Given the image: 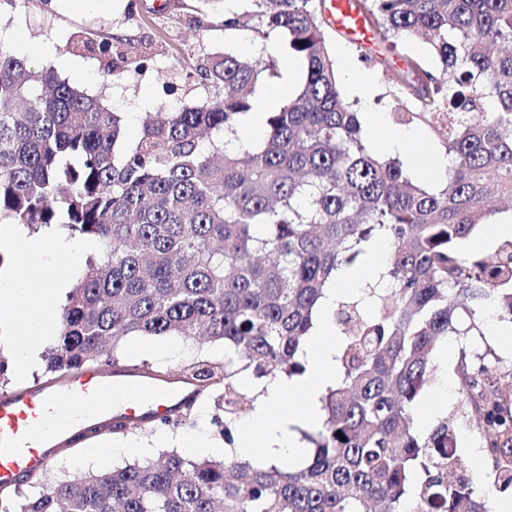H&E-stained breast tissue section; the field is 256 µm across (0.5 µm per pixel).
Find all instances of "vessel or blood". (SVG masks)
I'll use <instances>...</instances> for the list:
<instances>
[{
    "label": "vessel or blood",
    "mask_w": 512,
    "mask_h": 512,
    "mask_svg": "<svg viewBox=\"0 0 512 512\" xmlns=\"http://www.w3.org/2000/svg\"><path fill=\"white\" fill-rule=\"evenodd\" d=\"M334 26L357 46L370 47L371 33L353 0H330ZM188 389L177 381L124 369L85 368L69 376L65 396L41 388L0 395V485L10 486L26 473L45 468L77 436L76 426L58 420L56 406L68 401L89 424H111L113 413L127 423L170 416Z\"/></svg>",
    "instance_id": "1"
}]
</instances>
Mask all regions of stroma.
Here are the masks:
<instances>
[{"label": "stroma", "instance_id": "1", "mask_svg": "<svg viewBox=\"0 0 512 512\" xmlns=\"http://www.w3.org/2000/svg\"><path fill=\"white\" fill-rule=\"evenodd\" d=\"M126 0H98L94 7L73 8L71 0H26L25 5L0 7V39L8 42L16 55L39 67L53 68L58 76L92 95H102L113 111L123 113L128 140H135L142 129L146 113L159 109H176L197 103L208 95L204 88L186 91L177 64L178 52H191L199 57L229 51L239 59L255 62L268 51H275L281 64H293L295 72H302L301 61L292 60L284 49L281 36L274 35L267 42L256 40L251 31H228L223 26L224 5L213 0L210 6L211 26L205 31L189 29L185 23L187 9L181 0H143V10L134 16L125 10ZM135 36L136 52L149 56V66L142 73L128 72L115 83L103 80V73L111 62L100 54L96 45L115 35ZM327 42L336 60L339 89L344 98L361 112L363 118L383 113L386 127L398 134L414 135L420 145L415 155L405 157L406 167L412 168L431 160L434 153L443 151L440 138L418 123L402 119L403 106L393 95V86L381 68L363 59V52L346 37L328 32ZM365 65L373 77L368 96L356 94L350 86L348 63ZM158 340L154 337H127L117 344L120 367L138 369L165 379L183 378L184 366L194 360H219L224 356L222 342L211 339L185 341V354L178 359L161 361L152 350ZM442 347L452 349L450 359H435V380L426 388L417 415L426 417L428 425L438 419L455 416L461 402L460 342L455 337L442 340ZM449 377L448 398L439 410H432V399L440 385V377ZM223 412L214 400L200 404L192 413L190 424L179 428H162L150 423L122 430L105 432L102 443L110 445L133 441L142 446L143 458H152L163 451H181L183 442L198 431L214 440H221L218 423ZM458 451L465 468L478 487H486L492 471V459L485 448V437L475 422L461 425L457 432ZM125 455L105 454L103 458H89L84 444L70 446L58 453L48 465L41 481H23L26 497H36L45 485L60 479H73L90 472L109 471L124 466Z\"/></svg>", "mask_w": 512, "mask_h": 512}]
</instances>
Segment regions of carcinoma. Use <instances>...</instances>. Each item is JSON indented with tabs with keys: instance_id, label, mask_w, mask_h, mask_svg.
Instances as JSON below:
<instances>
[{
	"instance_id": "obj_1",
	"label": "carcinoma",
	"mask_w": 512,
	"mask_h": 512,
	"mask_svg": "<svg viewBox=\"0 0 512 512\" xmlns=\"http://www.w3.org/2000/svg\"><path fill=\"white\" fill-rule=\"evenodd\" d=\"M383 53L426 38L395 72L409 115L445 142L448 168L427 187L402 161L373 152L342 97L326 41L325 0H242L224 28L285 39L304 74L248 141L243 117L269 54L178 57L187 80L219 92L147 118L121 145L124 118L54 70L0 42V224L29 235L51 225L97 243L57 318L47 371L118 362L126 336L206 335L233 352L186 366L196 398H224V456L162 452L144 463L60 479L33 499L0 494V512H488L456 453L454 424L411 426L434 374L437 344L464 339L461 403L493 456V487H512V389L506 361L478 314L512 328V239L490 257L461 249L487 223L486 202L512 201V0H356ZM390 242L384 277L336 299V385L318 397L322 422L300 431V465L258 466L234 451L233 418L253 408L240 382L301 375L305 346L336 271ZM483 340L477 347L473 339Z\"/></svg>"
}]
</instances>
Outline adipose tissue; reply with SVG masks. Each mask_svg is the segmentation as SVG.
Returning a JSON list of instances; mask_svg holds the SVG:
<instances>
[{"label": "adipose tissue", "mask_w": 512, "mask_h": 512, "mask_svg": "<svg viewBox=\"0 0 512 512\" xmlns=\"http://www.w3.org/2000/svg\"><path fill=\"white\" fill-rule=\"evenodd\" d=\"M0 241L24 254L22 264L0 268V348L4 349L17 373L32 369L37 353L54 334L53 318L60 311V299L72 277L66 263L94 252L93 242L72 243L48 229L42 240L29 238L22 225L4 229ZM389 253L386 240H378L368 250L362 264L338 271L306 348L308 368L304 375L278 376L256 380L242 375V383L253 389L255 407L241 428L235 447L238 455L258 461L285 460L301 464L306 449L295 428L316 426L317 398L336 383V327L330 320L336 297L345 290L380 280ZM303 395L310 402L302 411L285 409V398Z\"/></svg>", "instance_id": "obj_1"}]
</instances>
